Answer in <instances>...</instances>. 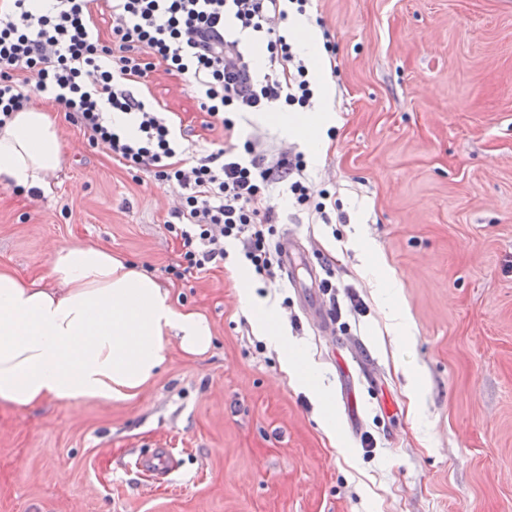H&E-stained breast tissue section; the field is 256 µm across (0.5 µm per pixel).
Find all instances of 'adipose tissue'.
<instances>
[{"label":"adipose tissue","instance_id":"1","mask_svg":"<svg viewBox=\"0 0 512 512\" xmlns=\"http://www.w3.org/2000/svg\"><path fill=\"white\" fill-rule=\"evenodd\" d=\"M31 89L28 106L0 125V185L47 189L64 163L55 116ZM46 282L0 270V404L48 401L109 405L136 397L165 367L170 340L190 356L208 352L213 334L200 313L177 307L168 288L111 249L59 248ZM274 307L260 327L283 349ZM284 351V349H283ZM291 384L313 388L296 351H284Z\"/></svg>","mask_w":512,"mask_h":512}]
</instances>
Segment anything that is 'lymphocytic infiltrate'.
I'll return each instance as SVG.
<instances>
[{
    "mask_svg": "<svg viewBox=\"0 0 512 512\" xmlns=\"http://www.w3.org/2000/svg\"><path fill=\"white\" fill-rule=\"evenodd\" d=\"M94 0H6L0 8V118L28 102V81L64 106L69 119L113 159L179 190L169 232L183 242L186 273L224 263L228 245L256 275L273 279L280 255L273 240L274 185H287L296 208L330 223L326 189H314L302 153L268 159L252 142L241 153L183 155L175 124L130 89L156 64L191 77L200 107L232 129L233 113L273 106L312 108L315 91L305 57L290 39V13L314 0H103L112 16L104 44L92 19ZM264 45L268 70L255 76L249 43Z\"/></svg>",
    "mask_w": 512,
    "mask_h": 512,
    "instance_id": "1",
    "label": "lymphocytic infiltrate"
}]
</instances>
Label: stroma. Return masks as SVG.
Here are the masks:
<instances>
[{"mask_svg": "<svg viewBox=\"0 0 512 512\" xmlns=\"http://www.w3.org/2000/svg\"><path fill=\"white\" fill-rule=\"evenodd\" d=\"M301 21L334 48L311 69L312 110L332 117L316 138L263 112L225 135L161 66L133 92L180 125L187 156L248 140L300 152L315 188L334 192L342 224L314 223L280 188L273 202L278 234L300 236L362 301L360 314L340 302L349 339L311 327L283 279H251L318 393L290 384L242 300L243 264L175 275L176 188L129 172L44 100L65 163L49 191L0 186V268L39 278L69 243L111 248L204 314L214 341L195 357L171 344L131 401L0 405V512H512V0H315L288 19ZM383 270L407 311L401 334ZM156 448L175 465L160 479L136 466Z\"/></svg>", "mask_w": 512, "mask_h": 512, "instance_id": "1", "label": "stroma"}]
</instances>
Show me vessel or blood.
<instances>
[{
	"instance_id": "b4317fda",
	"label": "vessel or blood",
	"mask_w": 512,
	"mask_h": 512,
	"mask_svg": "<svg viewBox=\"0 0 512 512\" xmlns=\"http://www.w3.org/2000/svg\"><path fill=\"white\" fill-rule=\"evenodd\" d=\"M283 276H286L289 284L297 288L299 293L307 294L308 299L304 306V313L309 323L322 327L328 326L330 319L320 290V276L316 269H309L308 279H301L299 270L302 266L301 257L304 248L301 241L294 235L283 236L279 241Z\"/></svg>"
}]
</instances>
